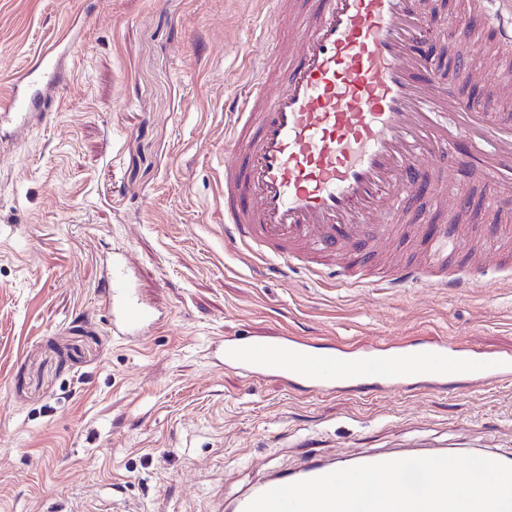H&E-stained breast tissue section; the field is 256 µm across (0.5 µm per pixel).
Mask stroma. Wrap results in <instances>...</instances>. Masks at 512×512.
<instances>
[{
  "label": "stroma",
  "mask_w": 512,
  "mask_h": 512,
  "mask_svg": "<svg viewBox=\"0 0 512 512\" xmlns=\"http://www.w3.org/2000/svg\"><path fill=\"white\" fill-rule=\"evenodd\" d=\"M432 51L507 72L495 119L512 120V60L464 47L448 24L470 0H426ZM262 0H0V87L75 24L62 106L0 141V512H222L272 471L404 445L512 454V383L447 391L317 394L215 366L226 336L387 347L442 337L512 351V269L467 288L429 280L353 287L335 263L282 272L224 241V121L251 77ZM469 209L450 267L512 256V221L485 176L429 155ZM452 204L409 203L414 234L375 246L394 270L424 263ZM123 252L164 315L137 342L101 307L105 260ZM322 277H315V270Z\"/></svg>",
  "instance_id": "stroma-1"
}]
</instances>
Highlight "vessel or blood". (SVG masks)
I'll use <instances>...</instances> for the list:
<instances>
[{"label": "vessel or blood", "mask_w": 512, "mask_h": 512, "mask_svg": "<svg viewBox=\"0 0 512 512\" xmlns=\"http://www.w3.org/2000/svg\"><path fill=\"white\" fill-rule=\"evenodd\" d=\"M268 2L260 36L271 43V53L235 95L224 122L228 246L257 250L285 270L303 259V244L318 253L345 250L354 258L349 277L367 285L368 243L395 232L376 223L377 206L384 202L397 212L420 192L417 170L435 147L448 150L459 167L480 168L495 181L500 193L493 209L512 203V122L472 111L455 95L454 86L480 80L465 60L457 61L452 84L439 77L428 54L430 19L421 0H310L302 11L289 10L288 0ZM498 2L499 12L482 11V25L467 14L455 17L452 36L468 43L477 31L492 33L511 56L512 0ZM283 20L298 46L282 42L277 25ZM74 48V40H54L31 66L14 73L0 91V132H23L35 112L57 103L56 89L66 76L61 60ZM279 79L285 91L270 94ZM460 246L455 224L430 233L428 265L438 269V284H470L469 271L447 267ZM103 288L113 335L135 342L158 326L159 315L138 296L135 274L120 253L112 255ZM359 351L360 366L348 372L337 367L332 347L295 336H227L216 345L214 361L253 379L299 380L325 394L344 391L358 378L374 381L380 392L413 385L441 391L452 372L474 386L512 381V352L477 351L444 338L419 348L418 372L410 371L406 351L367 345ZM388 459L380 452H347L273 473L230 502L227 512H245L275 487Z\"/></svg>", "instance_id": "vessel-or-blood-1"}]
</instances>
